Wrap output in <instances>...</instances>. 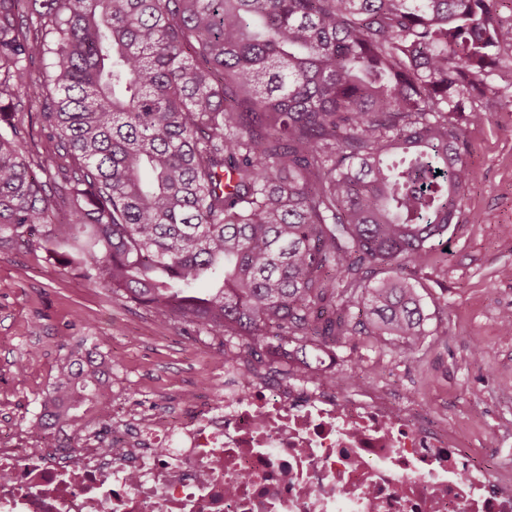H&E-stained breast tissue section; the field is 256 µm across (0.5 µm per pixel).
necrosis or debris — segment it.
<instances>
[{"instance_id": "4bbe7bcc", "label": "necrosis or debris", "mask_w": 512, "mask_h": 512, "mask_svg": "<svg viewBox=\"0 0 512 512\" xmlns=\"http://www.w3.org/2000/svg\"><path fill=\"white\" fill-rule=\"evenodd\" d=\"M0 512H512V462L490 473L333 364L273 381L228 360L218 402L129 417L107 448L0 435Z\"/></svg>"}]
</instances>
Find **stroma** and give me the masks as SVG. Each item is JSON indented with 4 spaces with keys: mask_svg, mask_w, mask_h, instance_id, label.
I'll list each match as a JSON object with an SVG mask.
<instances>
[{
    "mask_svg": "<svg viewBox=\"0 0 512 512\" xmlns=\"http://www.w3.org/2000/svg\"><path fill=\"white\" fill-rule=\"evenodd\" d=\"M494 106L463 113L469 184L457 215L426 264L407 277L428 316L424 341L408 348L351 336L336 346L339 375L361 366L391 381L400 400L447 416L467 448L512 440V51L493 77ZM90 245L89 235L56 246L0 247V426L17 430L39 409L57 365L81 341L112 360L111 387L137 412L176 409L178 395L224 390V339L185 324L159 325L150 312L61 266ZM482 347L474 360V347Z\"/></svg>",
    "mask_w": 512,
    "mask_h": 512,
    "instance_id": "obj_1",
    "label": "stroma"
}]
</instances>
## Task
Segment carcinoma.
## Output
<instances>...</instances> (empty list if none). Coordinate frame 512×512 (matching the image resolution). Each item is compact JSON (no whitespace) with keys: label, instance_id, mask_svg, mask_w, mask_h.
Listing matches in <instances>:
<instances>
[{"label":"carcinoma","instance_id":"carcinoma-1","mask_svg":"<svg viewBox=\"0 0 512 512\" xmlns=\"http://www.w3.org/2000/svg\"><path fill=\"white\" fill-rule=\"evenodd\" d=\"M494 4L0 0V122L42 98L47 138L0 131V243L89 226L81 277L161 324L243 339L249 367L354 334L414 347L427 316L403 270L468 184L452 119L492 100L512 48ZM110 371L70 353L24 429L79 434Z\"/></svg>","mask_w":512,"mask_h":512}]
</instances>
